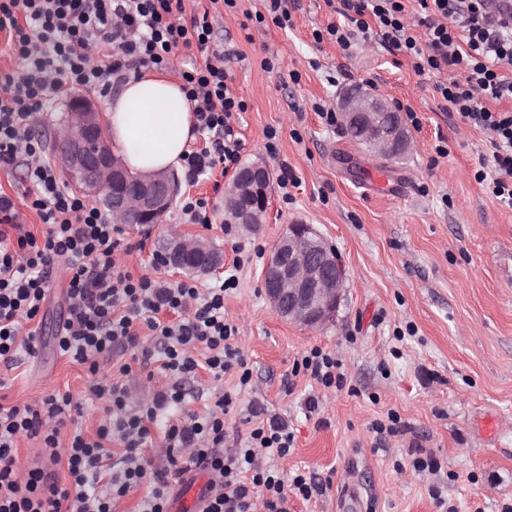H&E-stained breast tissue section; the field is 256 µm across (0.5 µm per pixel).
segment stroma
<instances>
[{
	"instance_id": "stroma-1",
	"label": "stroma",
	"mask_w": 512,
	"mask_h": 512,
	"mask_svg": "<svg viewBox=\"0 0 512 512\" xmlns=\"http://www.w3.org/2000/svg\"><path fill=\"white\" fill-rule=\"evenodd\" d=\"M263 9V0H240L215 25L211 43L227 53L233 88L247 104L238 128L241 161L264 165L273 182L260 224L224 233V189L232 175L186 183L182 194L207 198L212 224L187 223L173 202L160 223L124 226L131 250L122 260L133 274L153 272L201 288L235 270L238 286L226 294L224 311L240 329L252 380L224 419L226 445L245 440L252 410L287 420L294 442L280 470L327 485L308 501L290 497L291 512H442L429 494L433 485L455 512H501L512 503V211L475 178L480 157L491 154L484 134L444 111L435 89L462 72L420 75L408 57L377 43L344 49L315 41L314 30L340 20L326 0H295L284 28L251 21ZM266 58L274 59L273 69L263 67ZM356 85L416 114L404 156L378 157L315 112ZM76 94L102 110L113 98L98 86ZM76 94L65 92L31 119L46 157L54 155ZM269 128L278 136L275 159L265 150ZM439 144L445 155L436 153ZM284 163L297 179L286 193L277 184ZM292 224L313 225L346 271L336 316L318 329L280 320L264 292L266 259ZM172 229L207 241L223 254L222 269L201 276L155 267ZM66 288L63 269L54 267L33 322L35 355L21 354L11 366L0 361V405L72 395L64 444L78 429L95 435L104 403L85 393L94 381L112 380L113 364H130L124 381L139 390L149 371L129 350H114L94 375L63 356L58 336L68 317ZM316 347L341 361L342 388L293 374L294 360ZM237 382L231 373L213 381L203 370L182 379L185 410L204 411ZM312 397L319 402L313 413L306 407ZM391 414L398 432L375 433L373 421ZM420 451L436 457L439 471L411 469Z\"/></svg>"
}]
</instances>
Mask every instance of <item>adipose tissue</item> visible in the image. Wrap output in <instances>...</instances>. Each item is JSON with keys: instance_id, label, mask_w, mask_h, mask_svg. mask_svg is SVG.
Returning <instances> with one entry per match:
<instances>
[{"instance_id": "1", "label": "adipose tissue", "mask_w": 512, "mask_h": 512, "mask_svg": "<svg viewBox=\"0 0 512 512\" xmlns=\"http://www.w3.org/2000/svg\"><path fill=\"white\" fill-rule=\"evenodd\" d=\"M193 108L167 74L147 71L131 78L108 104L106 130L124 163L150 173L178 164L192 137Z\"/></svg>"}]
</instances>
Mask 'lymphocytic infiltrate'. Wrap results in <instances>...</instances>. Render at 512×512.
Here are the masks:
<instances>
[{
    "mask_svg": "<svg viewBox=\"0 0 512 512\" xmlns=\"http://www.w3.org/2000/svg\"><path fill=\"white\" fill-rule=\"evenodd\" d=\"M211 7L183 24L185 0H0V32L8 33L17 66L0 74V169L24 165L22 204L0 193V361L14 364L18 352L35 354L36 331L25 323L38 315L53 266L68 275L69 317L58 340L64 355L98 372L114 348L159 360L161 376L175 378L205 369L213 379L230 372L240 387L251 371L238 346V327L224 313V297L235 275L218 286L173 285L133 275L119 260L120 228L97 207L60 185L43 149L31 138L30 120L47 101L79 87L124 85L130 76L172 65L180 49L197 47L199 64L182 71L183 88L194 104L195 128L206 138L200 150L183 156L192 182L215 170L237 167L242 141L234 128L246 106L235 93L223 53L211 50L214 9L236 12L238 0H209ZM340 0L343 24L325 32L337 45L379 42L410 58L418 73L462 68L463 79L437 83L449 112L485 134L493 175L476 172L501 206L512 210V113L496 110L512 101V21L490 16L485 0ZM425 26L411 32V15ZM45 224L43 238L23 231L21 208ZM15 235H8V228ZM88 397L107 400L95 438L74 433L68 446L60 430L72 407L70 394H52L37 405L0 406V512H112L115 503L141 484L149 490L140 512H170V477L194 469L209 473L203 512H288L289 496L322 495L325 487L294 474L285 480L275 460L288 456L293 435L286 421L253 422L243 446L226 447L224 418L237 407L225 392L205 413L167 421L153 471L143 465L152 444L151 426L161 413L178 408V387L149 389L133 399L119 382H96ZM41 438L40 464L25 477L15 472L18 436ZM122 454L109 463L106 444ZM66 463L72 487L52 481L48 466Z\"/></svg>",
    "mask_w": 512,
    "mask_h": 512,
    "instance_id": "f902f5d3",
    "label": "lymphocytic infiltrate"
}]
</instances>
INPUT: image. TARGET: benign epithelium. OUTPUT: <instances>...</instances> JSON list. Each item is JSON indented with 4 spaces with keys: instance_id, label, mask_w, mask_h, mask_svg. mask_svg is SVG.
<instances>
[{
    "instance_id": "1",
    "label": "benign epithelium",
    "mask_w": 512,
    "mask_h": 512,
    "mask_svg": "<svg viewBox=\"0 0 512 512\" xmlns=\"http://www.w3.org/2000/svg\"><path fill=\"white\" fill-rule=\"evenodd\" d=\"M336 111L342 127L358 129L361 139L378 155L390 157L409 148L403 127L383 122L382 113L393 111L384 97L349 91L339 96ZM57 156L70 185L90 199H102L112 219L120 223L133 213L145 224L156 223L180 188L174 173L135 175L128 171L112 152L101 113L85 98L71 101L67 136ZM269 195L266 167L258 163L246 166L227 190L225 212L235 224H258ZM161 257L170 267H190L199 274L213 272L222 263L221 256L204 241L179 233L168 235ZM344 281L342 264L309 224L289 225L263 269L273 312L307 328L321 327L333 319Z\"/></svg>"
}]
</instances>
